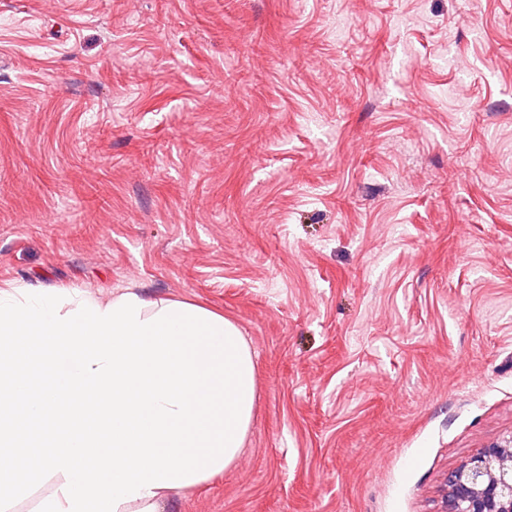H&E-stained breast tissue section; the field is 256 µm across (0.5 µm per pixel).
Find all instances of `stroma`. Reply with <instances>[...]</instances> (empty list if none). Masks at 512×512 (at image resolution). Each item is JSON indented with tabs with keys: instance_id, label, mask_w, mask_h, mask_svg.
<instances>
[{
	"instance_id": "35a3bbf8",
	"label": "stroma",
	"mask_w": 512,
	"mask_h": 512,
	"mask_svg": "<svg viewBox=\"0 0 512 512\" xmlns=\"http://www.w3.org/2000/svg\"><path fill=\"white\" fill-rule=\"evenodd\" d=\"M8 282L241 328L245 449L160 512H439L512 435V0H0Z\"/></svg>"
}]
</instances>
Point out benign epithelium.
Returning a JSON list of instances; mask_svg holds the SVG:
<instances>
[{
    "mask_svg": "<svg viewBox=\"0 0 512 512\" xmlns=\"http://www.w3.org/2000/svg\"><path fill=\"white\" fill-rule=\"evenodd\" d=\"M441 512H512V436L448 473Z\"/></svg>",
    "mask_w": 512,
    "mask_h": 512,
    "instance_id": "7a95c632",
    "label": "benign epithelium"
}]
</instances>
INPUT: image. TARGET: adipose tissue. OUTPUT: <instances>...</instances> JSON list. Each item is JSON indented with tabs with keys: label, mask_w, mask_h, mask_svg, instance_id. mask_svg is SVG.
I'll return each instance as SVG.
<instances>
[{
	"label": "adipose tissue",
	"mask_w": 512,
	"mask_h": 512,
	"mask_svg": "<svg viewBox=\"0 0 512 512\" xmlns=\"http://www.w3.org/2000/svg\"><path fill=\"white\" fill-rule=\"evenodd\" d=\"M32 367L56 372L43 443L9 419ZM255 400L253 355L222 313L133 293L0 289V447L45 471L68 466L42 512H158L167 494L233 465Z\"/></svg>",
	"instance_id": "1"
}]
</instances>
